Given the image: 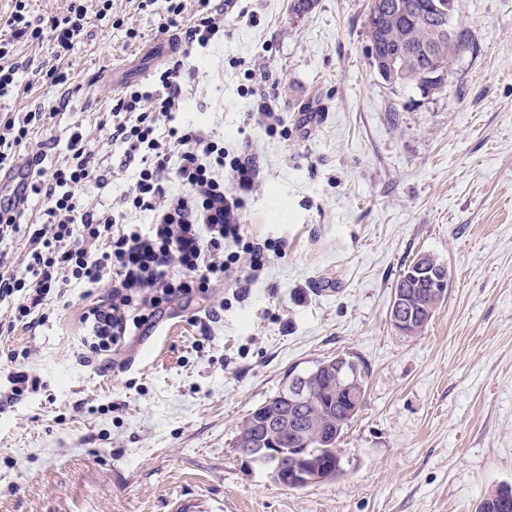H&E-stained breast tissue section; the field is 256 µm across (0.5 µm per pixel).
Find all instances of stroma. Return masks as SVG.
Segmentation results:
<instances>
[{
	"instance_id": "35a3bbf8",
	"label": "stroma",
	"mask_w": 512,
	"mask_h": 512,
	"mask_svg": "<svg viewBox=\"0 0 512 512\" xmlns=\"http://www.w3.org/2000/svg\"><path fill=\"white\" fill-rule=\"evenodd\" d=\"M240 0L224 41L190 58L182 125L250 154L260 182L243 198L247 235L281 242L259 279L166 304L108 364L83 366L81 287L10 348L29 352L43 387L11 399L0 357V512H476L512 485V0H457L476 50L425 95L385 82L367 53L370 0ZM123 21H92L68 56L69 89L26 67L53 64L50 43H20L18 94L0 116L39 110L45 166L74 126L111 171L80 192L109 211L135 169L96 128L112 69L160 40L162 0ZM137 30L129 41L127 29ZM287 135L248 123L259 100ZM428 253L448 266L447 298L410 336L391 322L395 284ZM217 317H209L210 309ZM344 356L366 381L339 447L343 472L287 488L237 446L248 414L289 375Z\"/></svg>"
}]
</instances>
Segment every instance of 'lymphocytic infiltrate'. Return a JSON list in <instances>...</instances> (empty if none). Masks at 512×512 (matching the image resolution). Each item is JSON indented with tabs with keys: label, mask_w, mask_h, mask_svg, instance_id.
I'll use <instances>...</instances> for the list:
<instances>
[{
	"label": "lymphocytic infiltrate",
	"mask_w": 512,
	"mask_h": 512,
	"mask_svg": "<svg viewBox=\"0 0 512 512\" xmlns=\"http://www.w3.org/2000/svg\"><path fill=\"white\" fill-rule=\"evenodd\" d=\"M0 22V99L20 89L16 43H52L56 66L45 75L56 86L70 83L61 62L84 35L90 17L112 15V0H66L65 12L48 20L32 19L29 0H11ZM162 33H175L184 56L208 48L224 36V19L237 0H165ZM182 59L165 65L151 87L132 85L113 98L98 122L108 143L120 146L126 162L138 163L136 182L117 212L86 208L78 188H106L108 172L84 132H74L64 160L43 168L52 138L32 142V114L0 119V170L16 168L23 151L29 191L43 201L38 223L27 221V203L0 209V337L33 331L49 319L50 307L69 308L67 287L79 284L89 300L80 322L83 334L73 352L80 363L125 347L141 327H152L163 305L208 292L220 278L243 273L257 280L279 245L248 237L239 209L256 187L259 171L247 154L230 155L223 141L202 129L175 125L185 99L179 82ZM176 180L178 191L167 190ZM147 212L148 228L128 223L129 215ZM21 241L10 258L6 247ZM110 285L107 299L93 300L95 288Z\"/></svg>",
	"instance_id": "obj_1"
}]
</instances>
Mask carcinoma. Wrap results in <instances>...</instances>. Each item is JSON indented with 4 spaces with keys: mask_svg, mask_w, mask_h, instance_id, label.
<instances>
[{
    "mask_svg": "<svg viewBox=\"0 0 512 512\" xmlns=\"http://www.w3.org/2000/svg\"><path fill=\"white\" fill-rule=\"evenodd\" d=\"M438 0H381V5L391 8V12L379 13L369 9L366 28L368 41L374 44L377 61L381 62L397 56L400 64L392 71H386L382 78L389 84L414 85L424 70L442 66L450 68L455 57L464 49L474 47L472 35L465 28H458L453 40H448V32L442 29V22L433 18V4ZM420 309L419 322L433 317L443 305L446 294L431 293V285L424 283L416 289ZM310 376L312 399L293 409L283 407V403L271 397L261 406L268 413L282 418L293 413L303 435L284 431L277 441L283 448L276 464L288 469L295 463V457L302 453L312 456L321 464L336 465L341 462L337 443L343 431L359 412L361 405L343 404L336 399L338 385L336 375L325 369L320 372H307ZM512 503V487H500L488 491L480 502L477 512H512L501 505L503 499Z\"/></svg>",
    "mask_w": 512,
    "mask_h": 512,
    "instance_id": "obj_1",
    "label": "carcinoma"
}]
</instances>
